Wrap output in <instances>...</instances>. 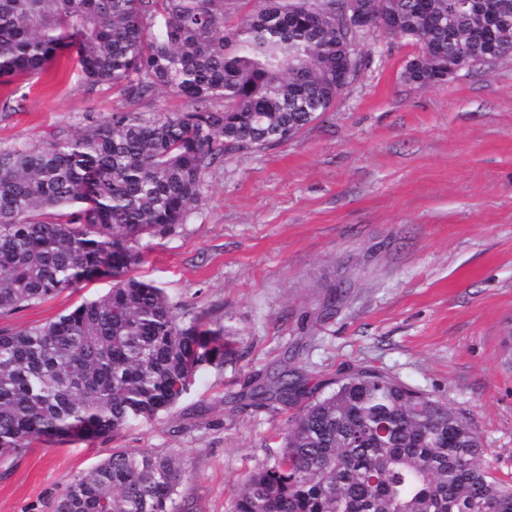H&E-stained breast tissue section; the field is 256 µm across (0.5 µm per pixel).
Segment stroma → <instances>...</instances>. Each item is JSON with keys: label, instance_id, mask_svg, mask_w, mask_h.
I'll return each mask as SVG.
<instances>
[{"label": "stroma", "instance_id": "1", "mask_svg": "<svg viewBox=\"0 0 512 512\" xmlns=\"http://www.w3.org/2000/svg\"><path fill=\"white\" fill-rule=\"evenodd\" d=\"M359 48L331 112L288 142L226 155L184 224L143 242L135 276L223 325L233 359L153 420L0 457V512H51L52 495L115 448L176 450L192 471L180 503L230 512L236 485L279 457L293 411L228 397L289 353L315 384L369 365L439 396L512 482V55L420 85L403 74L415 46L373 31ZM29 86L0 112V151L77 133L124 103L119 89L82 86L65 59ZM339 282L346 299L321 317ZM111 286L64 291L0 329L45 324Z\"/></svg>", "mask_w": 512, "mask_h": 512}]
</instances>
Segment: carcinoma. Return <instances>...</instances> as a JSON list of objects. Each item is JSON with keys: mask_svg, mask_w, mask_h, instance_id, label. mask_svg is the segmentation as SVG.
I'll use <instances>...</instances> for the list:
<instances>
[{"mask_svg": "<svg viewBox=\"0 0 512 512\" xmlns=\"http://www.w3.org/2000/svg\"><path fill=\"white\" fill-rule=\"evenodd\" d=\"M348 15L430 51L404 68L420 85L512 55V0L491 40L479 0H0V111L16 81L75 54L80 82L125 106L73 137L0 152V315L110 276L112 289L37 326L0 330V455L35 440L91 442L174 408L234 351L224 327L188 317L130 275L144 236L170 234L229 152L285 142L331 111L360 67ZM157 90L181 112L135 104ZM243 406L295 407L282 453L253 470L231 512H512V485L483 463L471 420L369 366L328 392L283 359L248 378ZM189 467L169 449L114 448L66 484L53 512H187Z\"/></svg>", "mask_w": 512, "mask_h": 512, "instance_id": "carcinoma-1", "label": "carcinoma"}]
</instances>
